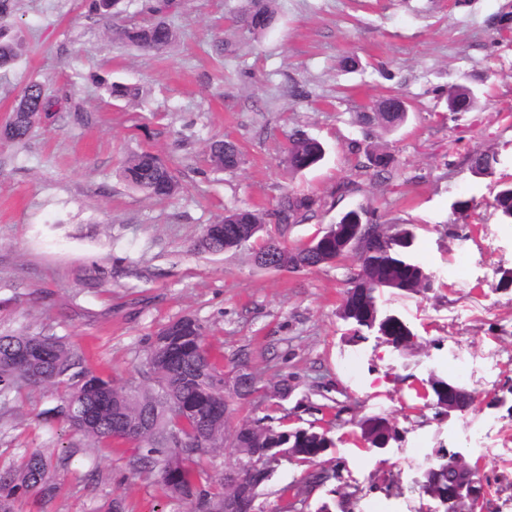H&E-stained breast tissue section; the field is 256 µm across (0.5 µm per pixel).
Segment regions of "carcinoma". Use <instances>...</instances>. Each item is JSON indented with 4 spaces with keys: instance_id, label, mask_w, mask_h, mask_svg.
Here are the masks:
<instances>
[{
    "instance_id": "carcinoma-1",
    "label": "carcinoma",
    "mask_w": 512,
    "mask_h": 512,
    "mask_svg": "<svg viewBox=\"0 0 512 512\" xmlns=\"http://www.w3.org/2000/svg\"><path fill=\"white\" fill-rule=\"evenodd\" d=\"M273 0H250L251 6L239 20L243 30L258 34L276 22ZM117 39L145 50H162L173 40L175 33L162 18L154 23L132 30L115 32ZM478 93L466 84H458L448 92V110L467 112L479 105ZM50 107L42 83L30 82L5 122L7 140L25 143L42 115ZM407 119V112L400 109L392 96L376 101L371 112H361L357 122L376 125L385 131L398 129ZM290 147L283 162L289 170L301 172L317 165L325 155L323 144L300 130L288 136ZM211 164L228 171L241 163L237 146L228 141L216 140L209 148ZM391 156L384 152L366 153L364 167L378 174L391 169ZM500 159L497 154L477 152L472 157V169L480 175L496 172ZM121 176L134 188L151 196H173L179 181L168 160L151 152H141L128 157L121 166ZM317 201L307 195L284 194L271 213L275 236L283 237L288 226L306 219L315 211ZM494 208L504 224L512 223V183L500 186L494 199ZM266 223L264 214L249 208H233L203 232L197 249L209 254H222L249 248L255 241L252 230L257 224ZM369 236L367 243L358 250L359 271L350 281L341 307V317L351 322L357 330L376 331L382 336H410L407 323L394 314L380 315L378 295L389 288L403 293H418L433 288L432 276L418 263L411 247L413 231L405 224H369L364 227ZM345 230L339 229L336 237L324 247L317 260L285 244L273 252L272 263L279 268L297 269L310 263L316 267L332 264L349 252L345 247ZM204 345L203 327H194L183 335L175 336L160 354L154 343H149L145 366L158 390H136L119 387L107 377L83 366V357L59 336L40 334H5L0 336V390L63 384L66 392L53 409L54 416L82 436L98 443L121 440L132 444L129 466L134 472H157L164 494L187 500L193 512H224V498L232 495L234 488L227 477L216 486L201 481V464L224 443V391L211 394L196 387L198 369L197 350ZM43 349L46 358L38 368V376H27L28 369L21 367L18 353L29 349ZM165 400L167 407L158 409L153 429L142 435L128 430L124 419H135L142 411H151L155 404ZM98 408V422L86 426L79 418L83 407ZM395 432L384 418H369L361 423V436L375 442L387 433ZM230 446L253 448L262 459V468L246 473L255 487L265 484L274 471L276 462L271 448H331L334 440L329 433L313 426H273L260 420L246 422L234 433ZM450 458L443 452L429 468L431 491L447 501L445 512H458L454 502L457 488L467 470H454L448 466ZM51 461L35 451L23 456L14 469L0 471V512H10V502L21 495L46 493L50 490ZM331 480H341L335 469L314 470L304 477L305 485H323Z\"/></svg>"
}]
</instances>
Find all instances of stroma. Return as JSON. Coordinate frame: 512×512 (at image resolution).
Masks as SVG:
<instances>
[{
    "mask_svg": "<svg viewBox=\"0 0 512 512\" xmlns=\"http://www.w3.org/2000/svg\"><path fill=\"white\" fill-rule=\"evenodd\" d=\"M156 3L116 0L102 17L91 0H11L0 17V37L20 47L0 68V124L30 81L56 101L25 144L0 141V335L64 337L116 385L148 388L150 337L193 317L226 367L245 363L257 378L252 398L231 399L226 434L267 415L326 426L335 446L321 464L339 467L353 512H444L422 489L442 448L485 483L476 512H512V224L494 209L497 178L512 180V0H277L275 25L258 36L235 22L245 0H172L176 39L165 49L115 40V29L153 23ZM461 82L480 104L449 111ZM114 83L136 97L113 98ZM389 94L405 100L406 123L362 128L357 114ZM296 129L326 148L299 173L282 161ZM217 137L239 146L238 169L211 165ZM375 148L392 156L390 173L365 168ZM143 151L175 163L171 198L121 177ZM477 151L505 163L475 174ZM286 193L317 201L290 225L291 245L359 207L373 223L413 225V253L434 285L379 298L411 328L410 346L357 338L341 318L357 253L293 272L258 266L249 249L197 250L225 209L267 212ZM457 199L473 210L454 215ZM463 251L470 271L458 279ZM456 353L470 361L462 384L474 402L442 414L424 389L454 379ZM56 404L51 388L0 392V469L33 449L53 463L52 492L19 497L12 512H96L115 498L126 512H191L157 473L129 470L126 445L54 418ZM371 417L398 431L385 449L359 439ZM306 470L282 462L255 512H281Z\"/></svg>",
    "mask_w": 512,
    "mask_h": 512,
    "instance_id": "1",
    "label": "stroma"
}]
</instances>
